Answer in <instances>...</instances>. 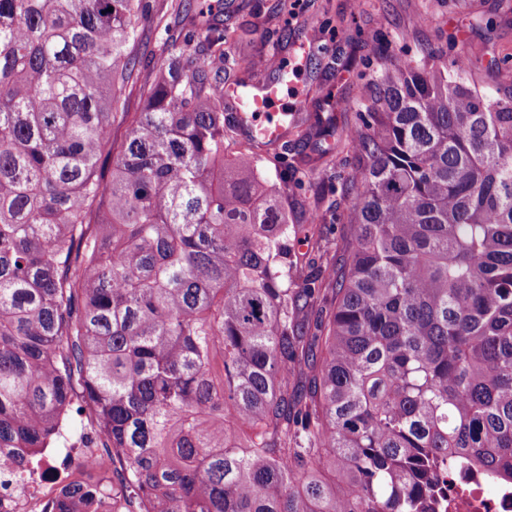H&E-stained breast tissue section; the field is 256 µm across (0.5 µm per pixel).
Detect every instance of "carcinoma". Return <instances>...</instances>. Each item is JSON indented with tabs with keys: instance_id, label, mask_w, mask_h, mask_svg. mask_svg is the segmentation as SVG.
<instances>
[{
	"instance_id": "carcinoma-1",
	"label": "carcinoma",
	"mask_w": 512,
	"mask_h": 512,
	"mask_svg": "<svg viewBox=\"0 0 512 512\" xmlns=\"http://www.w3.org/2000/svg\"><path fill=\"white\" fill-rule=\"evenodd\" d=\"M213 14L178 17L131 112L146 0H0V468L66 421L151 512H422L447 463L512 480V90L450 41L369 75L313 313L291 246L327 213L292 223L252 144L225 157Z\"/></svg>"
}]
</instances>
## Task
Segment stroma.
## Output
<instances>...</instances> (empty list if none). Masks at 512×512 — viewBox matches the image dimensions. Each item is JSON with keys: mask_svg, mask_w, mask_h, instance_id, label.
<instances>
[{"mask_svg": "<svg viewBox=\"0 0 512 512\" xmlns=\"http://www.w3.org/2000/svg\"><path fill=\"white\" fill-rule=\"evenodd\" d=\"M151 23L140 30L135 53L140 60L138 79L130 99L138 101L143 86L155 76L153 61L161 52L166 35L159 18L166 16L169 0H146ZM240 0H221L217 12L230 37L224 43V73L237 76L248 71L252 60L262 53H280L298 73L293 84L283 87L281 105H293L305 97L303 117L334 115L343 138H351L360 125L364 109L360 95V73L349 69L347 61L356 55L369 60L372 69L384 60L375 49L392 42L410 55L422 49L446 43L456 37L458 47L470 58L479 60L472 79L487 92L512 88V0H291L293 9L282 13L281 0H251L247 10L239 9ZM493 25H485V18ZM307 43V57L296 56V44ZM289 159L309 158L289 174L286 191L279 199L292 222L304 220V212L313 205V186H328L352 171L348 152L322 153L315 142L289 144ZM337 219L322 224L319 250H311L303 241L292 249L303 276L326 281L350 233V216L338 206Z\"/></svg>", "mask_w": 512, "mask_h": 512, "instance_id": "stroma-1", "label": "stroma"}]
</instances>
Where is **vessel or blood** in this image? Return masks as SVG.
<instances>
[{
  "label": "vessel or blood",
  "mask_w": 512,
  "mask_h": 512,
  "mask_svg": "<svg viewBox=\"0 0 512 512\" xmlns=\"http://www.w3.org/2000/svg\"><path fill=\"white\" fill-rule=\"evenodd\" d=\"M278 65H271L269 73L224 83V108L231 112L242 136L266 150L277 149L288 137V126L276 118L274 105L280 92V82L274 74Z\"/></svg>",
  "instance_id": "b4317fda"
}]
</instances>
